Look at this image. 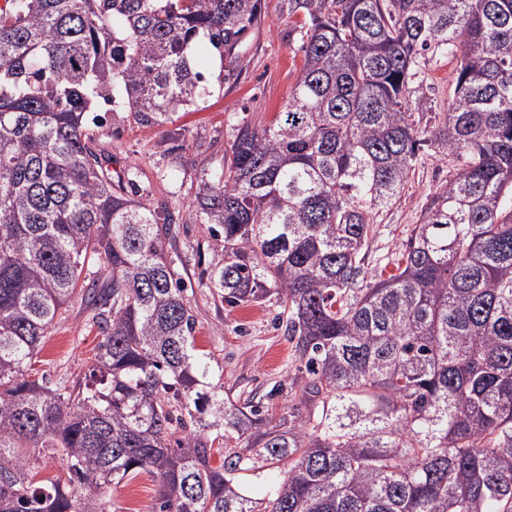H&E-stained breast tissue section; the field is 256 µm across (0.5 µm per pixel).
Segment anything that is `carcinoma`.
<instances>
[{
    "label": "carcinoma",
    "mask_w": 512,
    "mask_h": 512,
    "mask_svg": "<svg viewBox=\"0 0 512 512\" xmlns=\"http://www.w3.org/2000/svg\"><path fill=\"white\" fill-rule=\"evenodd\" d=\"M300 36L288 101L236 126L187 221L224 301L274 296L305 411L208 387L166 255V203L112 184L88 113L163 125L210 96L194 46L241 68L261 0L0 6V512H111L142 471L151 512H512V0H281ZM457 60L445 119L411 108L425 52ZM448 160L402 259L368 277L372 216L423 146ZM97 259L105 277L87 279ZM101 334L86 382L27 362L76 289ZM224 441L219 466L215 442ZM31 448L66 463L35 481ZM286 466L262 499L237 474Z\"/></svg>",
    "instance_id": "cac0c4a2"
}]
</instances>
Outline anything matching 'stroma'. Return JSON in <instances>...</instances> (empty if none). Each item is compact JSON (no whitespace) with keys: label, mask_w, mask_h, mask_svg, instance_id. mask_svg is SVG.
I'll list each match as a JSON object with an SVG mask.
<instances>
[{"label":"stroma","mask_w":512,"mask_h":512,"mask_svg":"<svg viewBox=\"0 0 512 512\" xmlns=\"http://www.w3.org/2000/svg\"><path fill=\"white\" fill-rule=\"evenodd\" d=\"M291 26L280 0H262L261 21L247 41L244 66L228 78L222 75L218 52L207 40H200L195 52L211 82L212 96L163 126L105 120L96 133L112 156V173L143 168L144 176L136 178L133 186L138 196L166 202L174 214H185L198 176L221 169L236 124L242 120L258 127L270 124L287 101L302 65L298 42L288 38ZM455 67V60L445 55L430 59L419 90L428 109L413 114L419 125L443 118ZM447 180V160L433 148H424L400 196L375 219L366 249L369 271H379L383 258L398 255L414 224L420 223L430 193ZM167 252L184 283V301L195 316L193 349L209 365L208 382L236 403L254 396L264 399L276 415L298 404L302 374L293 344L276 320L275 300L232 307L213 292L208 274L223 262L224 251L206 225L178 224ZM100 340L80 294H73L41 350L28 362V373L34 379L76 384L88 375ZM157 486L155 477L143 472L111 488L107 497L122 512H149Z\"/></svg>","instance_id":"stroma-1"}]
</instances>
